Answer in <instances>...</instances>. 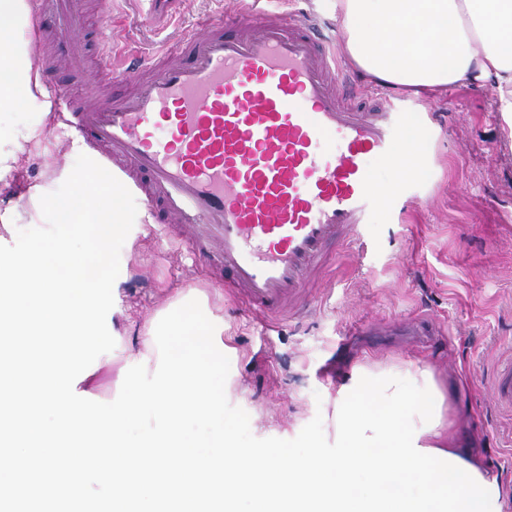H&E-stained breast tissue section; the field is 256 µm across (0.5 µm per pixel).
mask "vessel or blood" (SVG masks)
<instances>
[{"instance_id": "1", "label": "vessel or blood", "mask_w": 512, "mask_h": 512, "mask_svg": "<svg viewBox=\"0 0 512 512\" xmlns=\"http://www.w3.org/2000/svg\"><path fill=\"white\" fill-rule=\"evenodd\" d=\"M27 2L34 16L61 20L39 30L35 62L80 72L93 56L132 87L102 103L45 84L57 130L93 150L113 198L137 197L259 314L301 311L338 251L404 198L406 183L386 191L382 175L412 152V117L351 93L312 19L218 15L152 58L119 63L111 0ZM90 11L92 52L72 29Z\"/></svg>"}]
</instances>
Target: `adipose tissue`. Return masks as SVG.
Returning a JSON list of instances; mask_svg holds the SVG:
<instances>
[{"mask_svg": "<svg viewBox=\"0 0 512 512\" xmlns=\"http://www.w3.org/2000/svg\"><path fill=\"white\" fill-rule=\"evenodd\" d=\"M346 60L372 77L437 94L473 83L495 93L512 138V0H336ZM41 75L31 64L0 80V112L30 99ZM107 185L82 181L63 197L31 204L61 227L23 251L0 252V501L17 497L21 474L38 490L73 478L112 483L111 512H143L144 501L187 512L186 499H208L218 512H499V487L473 455L457 448L442 418L444 394L421 368L403 375L357 367L336 397L335 455L315 432L299 452L241 445L224 416V321L182 301L167 309L169 327L191 337L157 370L151 392L93 403L99 387L90 353L102 339L96 314L125 272L113 268L112 233L124 218L104 207ZM86 249L74 256L71 241ZM22 336H54L39 352V382L15 376ZM54 412L51 435L43 416ZM147 412L162 424L130 440L125 423ZM419 425H408L412 413ZM37 439L14 455L15 429Z\"/></svg>", "mask_w": 512, "mask_h": 512, "instance_id": "1", "label": "adipose tissue"}]
</instances>
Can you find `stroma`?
<instances>
[{"label": "stroma", "instance_id": "obj_1", "mask_svg": "<svg viewBox=\"0 0 512 512\" xmlns=\"http://www.w3.org/2000/svg\"><path fill=\"white\" fill-rule=\"evenodd\" d=\"M258 9L318 17L326 34L342 37L334 0H256ZM238 0H173L166 15L147 0H116L112 38L148 52L177 40L183 23L216 9L234 14ZM407 109L426 114L421 168L410 175L406 215L379 212L370 237L341 251L324 286L312 289L307 313L268 322L226 298L224 283L203 270L156 228L133 199L120 201L126 222L110 239L115 269H128L98 323L105 335L91 359L99 394L150 389L155 367L138 358L139 338L176 294L206 299L224 319V414L241 443L295 447L316 431L336 450L333 407L356 366L374 370L428 368L442 389L443 414L455 438L472 444L501 490V512H512V410L493 396L497 371L512 361V142L494 107V93L456 85L437 96H408ZM35 97L21 110L0 112V148L16 149L19 182L0 190V209L16 204L14 235L0 249L18 252L29 238L59 228L31 222L24 189L64 194L85 169L81 140L46 135ZM138 251H131V244Z\"/></svg>", "mask_w": 512, "mask_h": 512}]
</instances>
